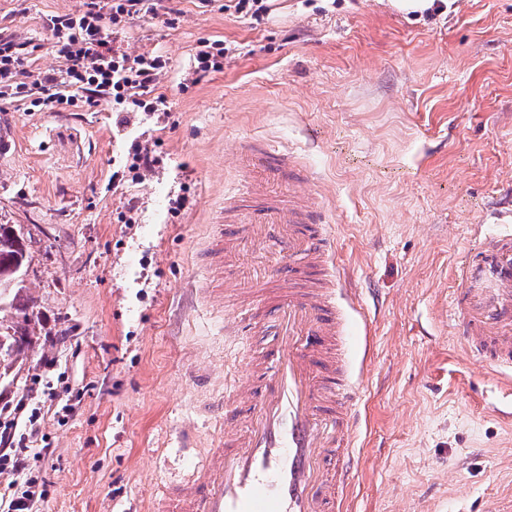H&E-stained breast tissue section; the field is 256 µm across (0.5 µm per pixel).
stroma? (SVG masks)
Returning <instances> with one entry per match:
<instances>
[{"instance_id": "obj_1", "label": "stroma", "mask_w": 512, "mask_h": 512, "mask_svg": "<svg viewBox=\"0 0 512 512\" xmlns=\"http://www.w3.org/2000/svg\"><path fill=\"white\" fill-rule=\"evenodd\" d=\"M156 0L112 36L156 52L164 112L112 101L64 112L0 100L13 140L0 154V224L24 230L31 344L0 380V422L19 399L40 410L32 467L37 512L150 506L160 475L193 469L245 345L224 333L208 290L209 235L247 175L242 145L301 157L366 326L356 400L361 457L351 512H491L512 501V403L492 368L466 354L452 267L483 248L470 225L512 199V0H451L418 17L390 0ZM84 0H0V33L36 70L62 65L52 23ZM221 70L199 75L203 40ZM152 167L130 170V146ZM55 360L46 369L45 360ZM68 391L75 413L44 398ZM224 43L220 40L212 42H202L196 53L195 60L197 62L196 69L201 72H209L210 70L218 71L223 68V64L219 58L223 59L225 48Z\"/></svg>"}]
</instances>
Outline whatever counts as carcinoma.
Here are the masks:
<instances>
[{
	"label": "carcinoma",
	"instance_id": "1",
	"mask_svg": "<svg viewBox=\"0 0 512 512\" xmlns=\"http://www.w3.org/2000/svg\"><path fill=\"white\" fill-rule=\"evenodd\" d=\"M27 262L28 255L20 231L11 224H0V305L4 300H10V307L22 318L14 325L0 326V360L8 367L17 361L27 343L25 324L30 322L31 299H25L18 293L11 294L13 289L20 287L21 272Z\"/></svg>",
	"mask_w": 512,
	"mask_h": 512
}]
</instances>
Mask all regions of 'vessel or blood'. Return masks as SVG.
<instances>
[{"label": "vessel or blood", "instance_id": "obj_1", "mask_svg": "<svg viewBox=\"0 0 512 512\" xmlns=\"http://www.w3.org/2000/svg\"><path fill=\"white\" fill-rule=\"evenodd\" d=\"M236 162L253 173L252 203L228 213L211 251L231 263L248 239L281 259L259 278L275 290L268 312L245 330L265 342L245 350L244 374L226 385L217 408L226 423L201 465L167 482L164 505L152 512H346L358 465L351 400L361 381L351 372L346 313L355 291L305 190L303 164L259 148L238 151ZM275 182L287 183V198L274 194ZM485 219L498 232L453 276L456 334L511 388L512 210L495 208ZM236 224L248 225V237L233 232ZM241 410L247 423L239 427L232 419Z\"/></svg>", "mask_w": 512, "mask_h": 512}]
</instances>
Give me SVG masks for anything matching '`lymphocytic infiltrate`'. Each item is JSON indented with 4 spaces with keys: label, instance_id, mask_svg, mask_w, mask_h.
I'll list each match as a JSON object with an SVG mask.
<instances>
[{
    "label": "lymphocytic infiltrate",
    "instance_id": "1",
    "mask_svg": "<svg viewBox=\"0 0 512 512\" xmlns=\"http://www.w3.org/2000/svg\"><path fill=\"white\" fill-rule=\"evenodd\" d=\"M142 4L143 0H87L81 14L61 20L53 37L63 64L53 73H32L24 45L0 36V90L19 105L44 112H62L102 99L136 111H157L164 99L156 95L155 87L167 59L115 50L110 39L111 32L139 13ZM28 439L17 425L0 427V472L14 477L8 512H33L43 496L31 461L44 458L47 451L30 447Z\"/></svg>",
    "mask_w": 512,
    "mask_h": 512
}]
</instances>
